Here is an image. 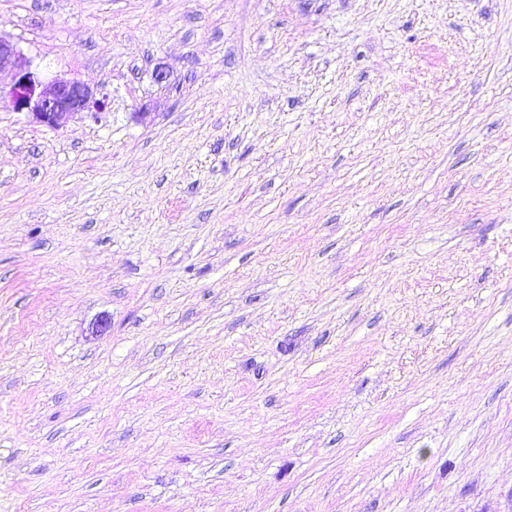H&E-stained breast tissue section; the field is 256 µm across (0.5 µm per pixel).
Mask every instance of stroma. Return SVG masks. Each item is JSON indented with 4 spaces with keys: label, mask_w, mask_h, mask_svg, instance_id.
Segmentation results:
<instances>
[{
    "label": "stroma",
    "mask_w": 512,
    "mask_h": 512,
    "mask_svg": "<svg viewBox=\"0 0 512 512\" xmlns=\"http://www.w3.org/2000/svg\"><path fill=\"white\" fill-rule=\"evenodd\" d=\"M0 34L106 98L0 107V512H512V0Z\"/></svg>",
    "instance_id": "obj_1"
}]
</instances>
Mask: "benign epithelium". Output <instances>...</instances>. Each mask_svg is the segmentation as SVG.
<instances>
[{"label":"benign epithelium","instance_id":"benign-epithelium-1","mask_svg":"<svg viewBox=\"0 0 512 512\" xmlns=\"http://www.w3.org/2000/svg\"><path fill=\"white\" fill-rule=\"evenodd\" d=\"M8 72L12 84L0 89V105L25 112L50 128L65 126L75 115L100 112L105 98L97 97L90 86L67 79L46 80L31 67L17 45L0 36V73Z\"/></svg>","mask_w":512,"mask_h":512}]
</instances>
